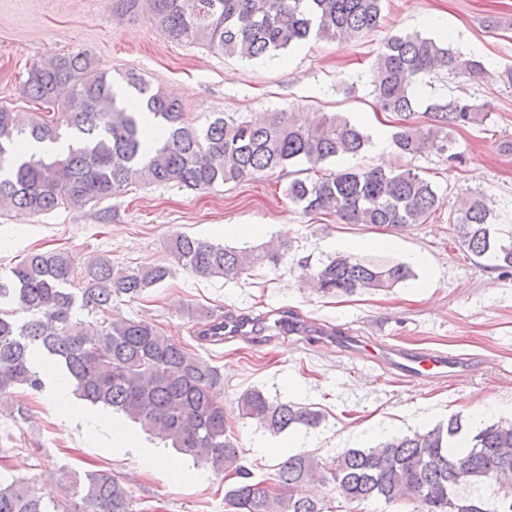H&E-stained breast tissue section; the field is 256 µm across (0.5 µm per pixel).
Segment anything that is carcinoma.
I'll use <instances>...</instances> for the list:
<instances>
[{
  "label": "carcinoma",
  "mask_w": 512,
  "mask_h": 512,
  "mask_svg": "<svg viewBox=\"0 0 512 512\" xmlns=\"http://www.w3.org/2000/svg\"><path fill=\"white\" fill-rule=\"evenodd\" d=\"M385 0H112L122 15L146 12L168 38L224 55L273 57L291 45L347 41L380 27ZM446 71L479 78L482 61L455 53L420 34L388 36L370 66L376 108L400 118L392 143L401 157L429 146L448 153L451 132L482 125L488 113L463 99L436 101L422 125L409 122L422 79ZM22 93L56 109L51 115L16 112L0 105V206L30 215L61 206L106 200L143 177L190 190L240 182L303 164L359 156L369 142L341 113L305 123L298 112H272L262 123L235 112H216L204 126L189 121L182 104L153 89L134 72L120 80L84 53L33 63ZM149 112L152 127L142 125ZM73 132L64 157H45L36 144H55L62 128ZM288 196L302 211L342 224L405 229L425 223L438 209L432 183L412 168L348 167L317 179L291 180ZM479 196L466 198L454 223L459 245L476 258H491L512 271V233L490 221ZM286 243L228 247L178 235L169 250L191 273L233 280L276 265ZM164 265L114 268L95 258L77 270L61 252H32L0 279V399L23 387L39 391L43 372H54L80 399L112 408L155 438L240 478L226 497L235 512H325L326 503L305 493L311 481L333 485L348 502L382 499L407 512H512V422L465 430L462 419L369 448H347L325 464L307 452L287 455L273 481L253 480L243 449L228 426L224 377L218 367L161 327L112 319V303L138 297L166 280ZM319 292L350 296L389 291L415 277L401 263L381 264L341 254L313 273ZM92 320L79 322L75 309ZM196 340L224 341V319L205 315ZM238 415L272 434L294 425L320 426L314 409L244 391ZM467 432L463 448L451 442ZM491 483L493 496L480 489ZM0 512H133L128 489L108 471L86 477L65 499L44 498L18 482L0 484Z\"/></svg>",
  "instance_id": "cac0c4a2"
}]
</instances>
